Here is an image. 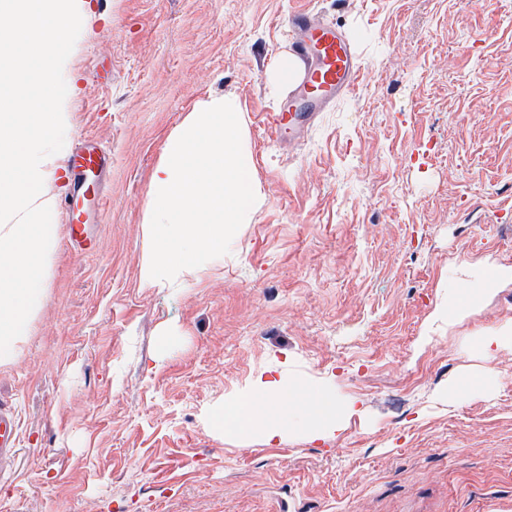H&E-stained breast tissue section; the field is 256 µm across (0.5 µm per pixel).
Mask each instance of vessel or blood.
I'll return each mask as SVG.
<instances>
[{
    "instance_id": "1",
    "label": "vessel or blood",
    "mask_w": 512,
    "mask_h": 512,
    "mask_svg": "<svg viewBox=\"0 0 512 512\" xmlns=\"http://www.w3.org/2000/svg\"><path fill=\"white\" fill-rule=\"evenodd\" d=\"M290 23L300 36L295 44L298 67L292 77L288 99L269 118L273 132L296 134L312 124L320 112L337 98L351 92L360 66L351 43L332 22L312 11L295 12ZM68 168L104 173L107 156L88 140H81L67 161ZM15 417L0 406V456L8 457L15 445Z\"/></svg>"
}]
</instances>
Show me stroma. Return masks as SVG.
<instances>
[{"label":"stroma","instance_id":"1","mask_svg":"<svg viewBox=\"0 0 512 512\" xmlns=\"http://www.w3.org/2000/svg\"><path fill=\"white\" fill-rule=\"evenodd\" d=\"M341 26L355 89L303 137L266 124L288 16ZM72 127L109 153L59 231L20 358L0 512H512V350L487 389L479 333L512 317V0H84L67 59ZM244 115L265 195L224 259L147 288L151 176L189 112ZM477 305L448 315L459 279ZM331 392L337 429L266 441L212 415L258 379ZM500 276L494 274L485 282L487 288H451L448 290V306L460 309L477 303L491 288L498 284ZM496 370L489 366L485 368L483 371L478 373H472L468 375L464 380H461L455 384H453L450 388V392L453 394L462 393L468 391L471 388L477 386H487L495 381L497 377Z\"/></svg>","mask_w":512,"mask_h":512}]
</instances>
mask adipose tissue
Instances as JSON below:
<instances>
[{"label": "adipose tissue", "instance_id": "ef3b65f1", "mask_svg": "<svg viewBox=\"0 0 512 512\" xmlns=\"http://www.w3.org/2000/svg\"><path fill=\"white\" fill-rule=\"evenodd\" d=\"M291 405L311 417V438L320 439L335 430L336 406L329 395L311 396L302 392L286 395L274 380L260 383L250 399L218 411L214 419L236 427L245 435L252 432L256 423L265 422V434L272 439L281 434L282 414Z\"/></svg>", "mask_w": 512, "mask_h": 512}]
</instances>
